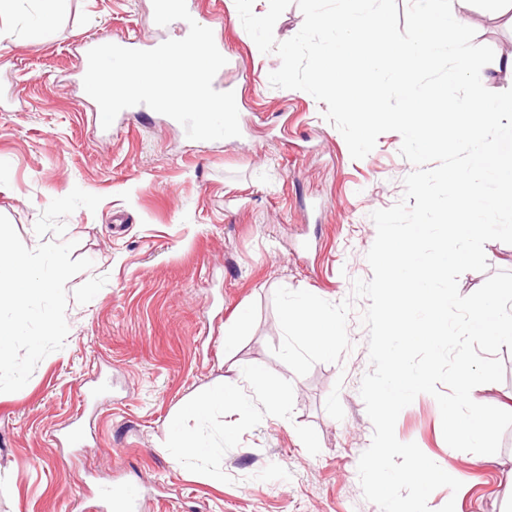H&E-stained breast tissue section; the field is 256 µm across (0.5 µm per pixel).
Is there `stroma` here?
<instances>
[{
  "instance_id": "obj_1",
  "label": "stroma",
  "mask_w": 512,
  "mask_h": 512,
  "mask_svg": "<svg viewBox=\"0 0 512 512\" xmlns=\"http://www.w3.org/2000/svg\"><path fill=\"white\" fill-rule=\"evenodd\" d=\"M457 9L475 44L512 52L511 18L483 0ZM193 10L203 25L223 18L213 35L231 61L224 80L237 89L240 136L192 140L158 113L97 127L77 58L90 38L167 36L152 0H60L47 38L39 0L0 11L10 32L0 41V99L12 103L0 111V215L32 249L52 199L76 187L101 198L66 219L73 258L93 266L66 285L64 347L21 390L0 393V512H100V490L120 478L141 488V512H378L357 470L373 436L359 393L371 368L368 302L353 304L352 347L340 361L299 376L272 352L283 340L273 296L303 289L338 303L354 279H371L370 215L402 199L413 166L394 131L352 159L326 103L271 86L280 58L260 52L227 0H194ZM484 251L487 272L463 273L461 294L512 270V244ZM228 330L237 333L230 348ZM234 367L279 388L278 410L241 382L250 410L185 414L232 382ZM178 431L208 455L170 451ZM395 434L463 478L457 493L430 495L432 512L450 499L455 512H512V428L495 454L452 449L435 398L422 394Z\"/></svg>"
}]
</instances>
